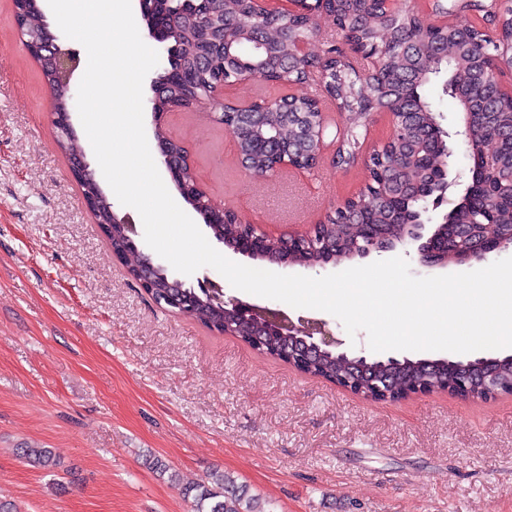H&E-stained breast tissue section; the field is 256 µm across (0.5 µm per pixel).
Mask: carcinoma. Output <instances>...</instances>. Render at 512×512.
Masks as SVG:
<instances>
[{"label": "carcinoma", "instance_id": "1", "mask_svg": "<svg viewBox=\"0 0 512 512\" xmlns=\"http://www.w3.org/2000/svg\"><path fill=\"white\" fill-rule=\"evenodd\" d=\"M499 13L492 18L479 4H455L464 20L446 27L437 26L411 10H386L371 0H334L323 6L322 14L333 24L347 29V45L352 53L372 66H381L379 77L363 76L349 62L340 48L327 51L320 64L329 69L328 79L334 84L336 97L343 110L352 114L343 141V150L336 153V164H349L350 152L358 144L362 112H378L391 107L396 112H409L411 135H390L370 162L373 176L365 188L344 211L328 217V223L318 229L319 245L302 250H289L282 242L271 240L264 256L275 262L302 266H317L327 259L341 264L360 254L364 245L362 228L352 220L361 214L365 224H382L384 230L397 236L400 225L423 218L427 204L416 199H402L396 195L386 177L402 176L419 178L422 168L415 162L418 157H435L434 133L443 131L437 111L422 94V89L432 77L446 75L443 91L459 106V111L473 107L466 142L470 159L489 151L493 166L507 171L512 167V111L495 102L494 81L484 67L483 56L498 54L503 59L512 55V0H505ZM175 6L173 0H148L142 21L166 12ZM224 18V33H219L207 23V17ZM316 22L282 18L268 26L253 10L249 0H199L198 10L184 13L167 23V45L174 66L192 74L184 80L175 75L167 79L162 93L152 102L157 113L169 112L189 99L207 95L209 86L234 72L236 65L224 53L223 36H240L239 54L250 58L265 52L273 64L267 79L282 86L305 81L306 75L288 67L297 44L309 39ZM43 31V21L38 5H29L23 35L30 38ZM433 63L428 75H418L410 67V57ZM43 79L52 91V109L65 112L70 99L64 86L50 73L43 72ZM288 101L283 109L265 111L262 125L250 131L236 130L240 149L246 155L251 171L262 172L272 166V149H258L256 141L267 134L281 143L297 140L298 127L287 118L289 112H301L317 120L314 99L297 94H281ZM58 147L72 158L82 154L79 137L64 133L57 135ZM454 224H512V184L497 177L480 188L471 198L463 197L448 213ZM99 224L112 225L109 244L119 247L123 228L112 223V205L103 204L95 214ZM216 240L226 245L243 243L248 226L236 218L223 224L209 225ZM188 317L206 328L224 319L218 305L205 295L190 307ZM346 372L344 363L336 355L327 354L310 374L331 381ZM458 370L446 358L408 357L396 365L380 369V374L393 381L400 394L418 385H427L437 391L452 386ZM19 456L34 468L52 470L58 466L47 448H21ZM151 469L169 483L182 486L184 496L192 498L193 512H268L261 506L259 497L249 494L246 485L233 475L215 470L202 483L181 484L176 472L154 458Z\"/></svg>", "mask_w": 512, "mask_h": 512}]
</instances>
